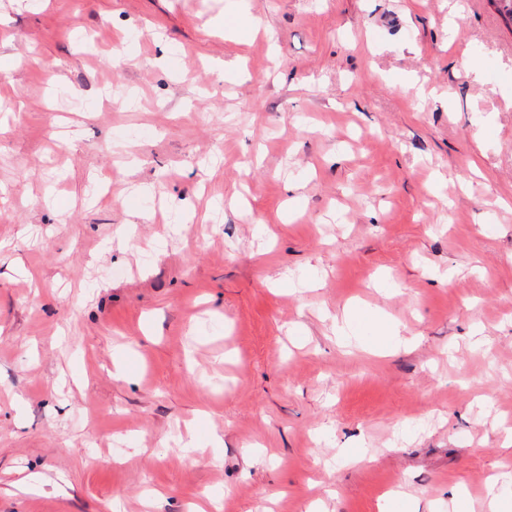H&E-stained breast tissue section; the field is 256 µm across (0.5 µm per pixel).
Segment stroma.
I'll return each instance as SVG.
<instances>
[{
    "label": "stroma",
    "mask_w": 512,
    "mask_h": 512,
    "mask_svg": "<svg viewBox=\"0 0 512 512\" xmlns=\"http://www.w3.org/2000/svg\"><path fill=\"white\" fill-rule=\"evenodd\" d=\"M509 429L487 0H0V512H486Z\"/></svg>",
    "instance_id": "35a3bbf8"
}]
</instances>
